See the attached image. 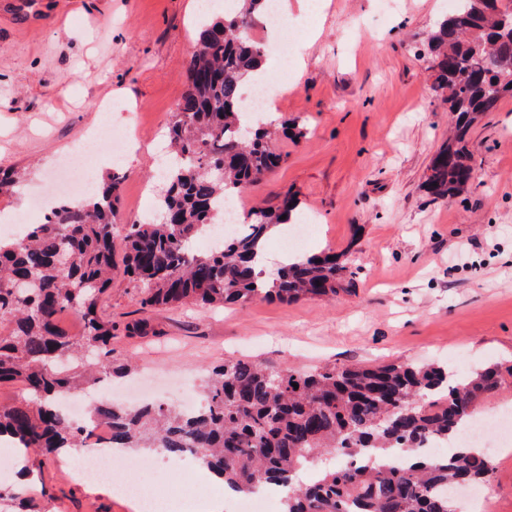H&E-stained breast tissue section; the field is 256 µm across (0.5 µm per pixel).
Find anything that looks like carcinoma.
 <instances>
[{
  "instance_id": "cac0c4a2",
  "label": "carcinoma",
  "mask_w": 512,
  "mask_h": 512,
  "mask_svg": "<svg viewBox=\"0 0 512 512\" xmlns=\"http://www.w3.org/2000/svg\"><path fill=\"white\" fill-rule=\"evenodd\" d=\"M481 0L459 6L432 30V89L447 106L452 132L427 168L424 187L435 199L466 193L475 181L470 132L476 120L512 96V10L489 11ZM224 17L204 24L186 67L187 90L168 136L175 162L157 199L162 220L132 224L121 262L112 253L123 173L116 169L82 202L60 201L20 239L0 235V384L18 382L33 400L0 404V437L45 456L83 447L93 421L110 424L113 448H154L198 463L244 493L274 483L284 512H457L450 485L485 482L490 456L456 445L476 416L474 404L499 392L497 365L454 378L439 365L393 363L376 368L323 366L307 372L229 359L213 369L203 402L193 411L165 403L139 409L100 398L84 423L61 411L58 397L127 370L116 364L117 328L102 314V298L117 273L141 285L142 307L294 302L334 297L351 287L346 252L302 255L280 265L267 282L255 272L258 248L273 226L287 224L298 203L284 195L253 210L242 230L206 254L191 241L216 221L214 201L258 184L282 162L273 128L297 142L300 119L250 125L240 112L241 88L266 54L252 30L268 0H233ZM70 311L83 324L74 336L59 324ZM298 387H293V384ZM436 437L447 457L424 449ZM350 457L357 464L323 465ZM318 469L304 482L302 471ZM11 499L36 512L27 485Z\"/></svg>"
}]
</instances>
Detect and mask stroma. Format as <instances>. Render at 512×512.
Listing matches in <instances>:
<instances>
[{"label": "stroma", "instance_id": "1", "mask_svg": "<svg viewBox=\"0 0 512 512\" xmlns=\"http://www.w3.org/2000/svg\"><path fill=\"white\" fill-rule=\"evenodd\" d=\"M39 19L0 11V167L41 188L57 160L103 121L104 100L125 104L148 146L123 164L114 250L129 225L157 221L153 176L186 90L200 0H36ZM293 8L297 55L268 56L304 119L302 143L280 138L283 160L243 193L246 209L293 194L316 221L306 253L350 250L354 284L332 299L256 300L224 308L140 305L141 288L113 277L103 310L131 362L117 386L150 372L160 397L201 394L227 359L278 369L444 362L456 374L512 366V96L471 133L476 181L445 200L423 188L448 136L431 86L426 33L448 0H312ZM148 321L152 333L125 325ZM41 512H134L129 499L88 491L62 462L27 456ZM490 512H512V447L492 458Z\"/></svg>", "mask_w": 512, "mask_h": 512}]
</instances>
